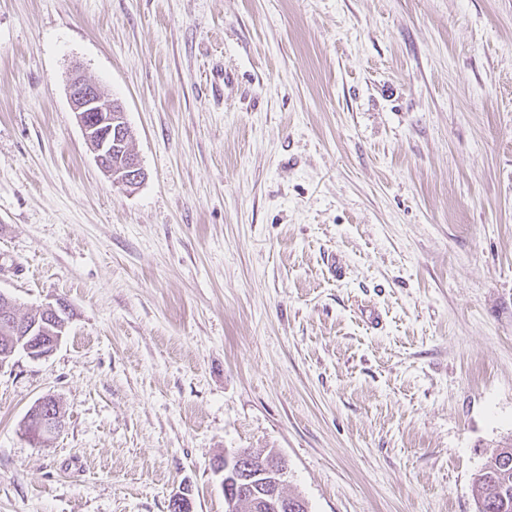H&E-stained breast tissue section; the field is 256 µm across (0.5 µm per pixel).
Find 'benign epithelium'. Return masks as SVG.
<instances>
[{"instance_id": "benign-epithelium-1", "label": "benign epithelium", "mask_w": 512, "mask_h": 512, "mask_svg": "<svg viewBox=\"0 0 512 512\" xmlns=\"http://www.w3.org/2000/svg\"><path fill=\"white\" fill-rule=\"evenodd\" d=\"M67 96L97 164L112 183L129 187L141 181L144 171L134 154L124 168L113 170L112 145L119 144L129 128L121 103L81 74L69 80ZM70 320L69 305L60 298L42 305L36 317L24 319L16 313L15 301L0 291V369L20 351L32 359L51 355L67 336ZM64 427L65 414L53 397L39 399L27 414V434L37 443ZM279 457L274 451L256 459L240 450L218 460L215 470L224 475V512H308L302 498L290 500L282 493L288 468L277 466Z\"/></svg>"}]
</instances>
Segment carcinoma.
Returning a JSON list of instances; mask_svg holds the SVG:
<instances>
[{
	"mask_svg": "<svg viewBox=\"0 0 512 512\" xmlns=\"http://www.w3.org/2000/svg\"><path fill=\"white\" fill-rule=\"evenodd\" d=\"M476 512H512V442H507L473 479Z\"/></svg>",
	"mask_w": 512,
	"mask_h": 512,
	"instance_id": "cac0c4a2",
	"label": "carcinoma"
}]
</instances>
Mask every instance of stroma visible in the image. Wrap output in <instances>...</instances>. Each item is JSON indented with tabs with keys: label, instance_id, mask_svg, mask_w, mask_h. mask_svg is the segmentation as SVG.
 <instances>
[{
	"label": "stroma",
	"instance_id": "stroma-1",
	"mask_svg": "<svg viewBox=\"0 0 512 512\" xmlns=\"http://www.w3.org/2000/svg\"><path fill=\"white\" fill-rule=\"evenodd\" d=\"M0 291L72 314L0 368V512H224L242 449L309 512H476L512 440V0H0ZM67 96L97 164L112 183L131 188V183L141 181L144 171L134 153L128 157L124 168L117 172L113 170L112 162L117 164L121 150H112V144L122 145L119 140L126 136L127 128L131 130L121 103L112 101L98 84L81 74H75L69 80ZM64 427L65 414L53 397H42L27 414L25 428L36 443H44L48 437L59 433Z\"/></svg>",
	"mask_w": 512,
	"mask_h": 512
}]
</instances>
